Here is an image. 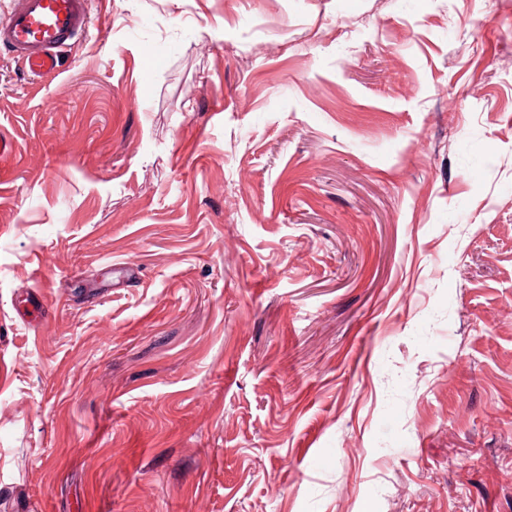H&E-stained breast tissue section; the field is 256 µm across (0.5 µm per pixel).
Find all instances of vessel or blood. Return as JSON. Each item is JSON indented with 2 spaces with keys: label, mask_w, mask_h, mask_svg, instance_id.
Returning a JSON list of instances; mask_svg holds the SVG:
<instances>
[{
  "label": "vessel or blood",
  "mask_w": 512,
  "mask_h": 512,
  "mask_svg": "<svg viewBox=\"0 0 512 512\" xmlns=\"http://www.w3.org/2000/svg\"><path fill=\"white\" fill-rule=\"evenodd\" d=\"M87 0H18L0 18V44L37 78L60 74L62 48L88 28Z\"/></svg>",
  "instance_id": "1"
}]
</instances>
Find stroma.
<instances>
[{
    "label": "stroma",
    "mask_w": 512,
    "mask_h": 512,
    "mask_svg": "<svg viewBox=\"0 0 512 512\" xmlns=\"http://www.w3.org/2000/svg\"><path fill=\"white\" fill-rule=\"evenodd\" d=\"M0 48V512H512V0H88ZM89 23L86 0H20L0 18V44L33 77L58 75L63 65L58 53Z\"/></svg>",
    "instance_id": "35a3bbf8"
}]
</instances>
